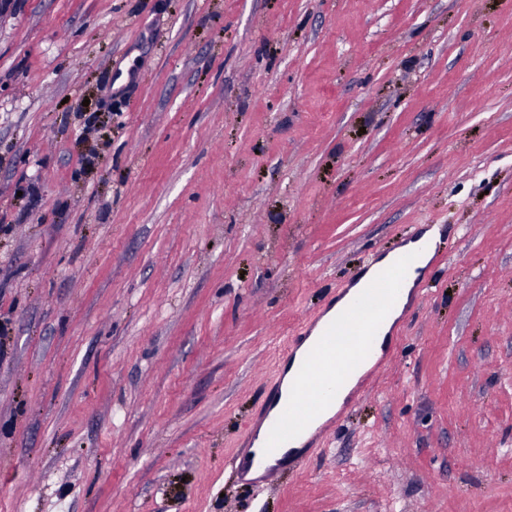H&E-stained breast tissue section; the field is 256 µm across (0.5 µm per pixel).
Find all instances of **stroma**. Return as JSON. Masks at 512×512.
Wrapping results in <instances>:
<instances>
[{
  "label": "stroma",
  "mask_w": 512,
  "mask_h": 512,
  "mask_svg": "<svg viewBox=\"0 0 512 512\" xmlns=\"http://www.w3.org/2000/svg\"><path fill=\"white\" fill-rule=\"evenodd\" d=\"M419 224L395 357L244 483L287 341ZM0 512H512V0H12Z\"/></svg>",
  "instance_id": "1"
}]
</instances>
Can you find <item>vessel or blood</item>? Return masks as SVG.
I'll list each match as a JSON object with an SVG mask.
<instances>
[{"mask_svg": "<svg viewBox=\"0 0 512 512\" xmlns=\"http://www.w3.org/2000/svg\"><path fill=\"white\" fill-rule=\"evenodd\" d=\"M411 265L408 257H400L391 268L374 275L370 288L361 291L356 288L359 272L350 273L344 283L355 291L350 302L321 331L305 327L302 335L289 343L282 355L286 364L291 363L305 337L313 339L294 375L290 398H283L280 384H273L263 411L251 423L249 431L262 434V446L255 454L242 452L240 474H247L255 459H277L284 448L316 424L351 377L373 364L377 332L392 315ZM273 409L278 412L274 418L269 415Z\"/></svg>", "mask_w": 512, "mask_h": 512, "instance_id": "vessel-or-blood-1", "label": "vessel or blood"}]
</instances>
